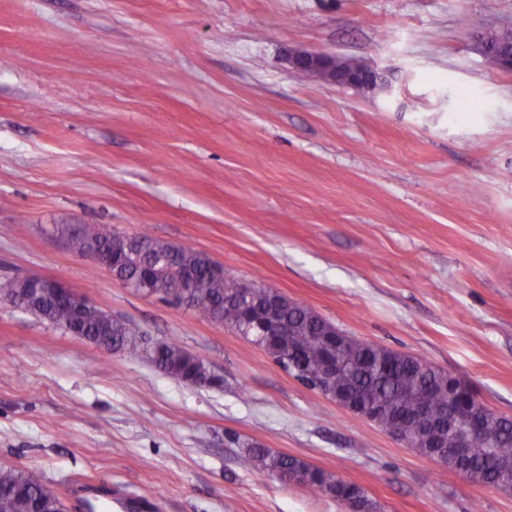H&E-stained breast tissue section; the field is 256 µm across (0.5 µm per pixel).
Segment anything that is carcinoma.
Returning a JSON list of instances; mask_svg holds the SVG:
<instances>
[{
  "label": "carcinoma",
  "instance_id": "carcinoma-1",
  "mask_svg": "<svg viewBox=\"0 0 512 512\" xmlns=\"http://www.w3.org/2000/svg\"><path fill=\"white\" fill-rule=\"evenodd\" d=\"M111 236L112 232L95 225L84 227V238L102 247L111 245ZM209 262L207 255L190 246L177 247L175 263L194 270L196 278L187 283L175 274L166 275L159 283V290L163 297L177 298L179 305L196 311L210 322L235 327L241 323V308L237 304L240 281L209 275ZM270 292L269 288L252 290L243 296V303L262 309L268 304ZM25 310L64 329L72 325L70 311L56 308L48 301L31 303ZM276 319L284 326L286 336L267 349L273 361L286 358L306 372L320 370L329 360L337 361L333 389L355 398L363 397L383 418H403L404 431L419 439L418 453L442 454L444 467L452 471L465 464L488 469L495 479L512 488V418L502 414L489 417L480 431L459 446L453 432L420 421L416 413L419 406L426 405L434 414H448V399L439 391L442 373L437 369L422 370V358L366 341L338 344L332 323L300 302L294 301L291 307L281 309ZM77 322L88 338L105 343L107 352L126 350L189 385L202 375L203 364L179 345L164 343L152 353L141 343L139 332L123 322L103 320L96 309L88 310ZM244 463L271 474L303 471L305 487L309 490L356 500L363 512H381L379 504L361 487L297 457L252 445L247 448ZM0 512H62V503L56 490L39 474L1 468Z\"/></svg>",
  "mask_w": 512,
  "mask_h": 512
}]
</instances>
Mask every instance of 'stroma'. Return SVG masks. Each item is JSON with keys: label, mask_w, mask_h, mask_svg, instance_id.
I'll return each mask as SVG.
<instances>
[{"label": "stroma", "mask_w": 512, "mask_h": 512, "mask_svg": "<svg viewBox=\"0 0 512 512\" xmlns=\"http://www.w3.org/2000/svg\"><path fill=\"white\" fill-rule=\"evenodd\" d=\"M512 0H0V282L54 277L220 376L191 386L0 296V468L122 512H346L244 468L252 444L382 512H512L235 330L57 246L96 224L190 246L512 416ZM357 60L366 90L291 53ZM119 497L109 498V489ZM506 30L501 31L502 35L494 42L479 39L483 53L492 59L493 63L504 70H512V31L510 30L511 41L505 35Z\"/></svg>", "instance_id": "obj_1"}]
</instances>
